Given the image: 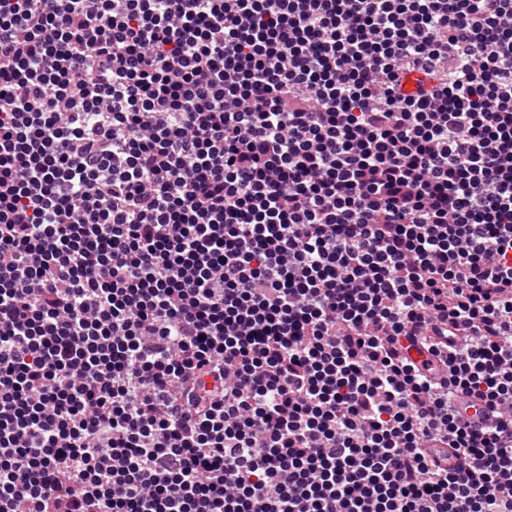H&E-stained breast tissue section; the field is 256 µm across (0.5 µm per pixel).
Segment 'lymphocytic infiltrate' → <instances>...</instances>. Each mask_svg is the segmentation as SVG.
<instances>
[{
  "label": "lymphocytic infiltrate",
  "instance_id": "lymphocytic-infiltrate-1",
  "mask_svg": "<svg viewBox=\"0 0 512 512\" xmlns=\"http://www.w3.org/2000/svg\"><path fill=\"white\" fill-rule=\"evenodd\" d=\"M0 512H512V0H0Z\"/></svg>",
  "mask_w": 512,
  "mask_h": 512
}]
</instances>
